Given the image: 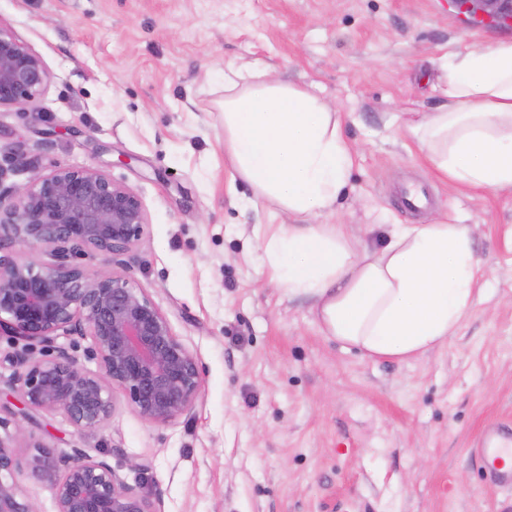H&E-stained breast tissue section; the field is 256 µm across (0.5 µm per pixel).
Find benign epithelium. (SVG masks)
<instances>
[{"instance_id":"7a95c632","label":"benign epithelium","mask_w":512,"mask_h":512,"mask_svg":"<svg viewBox=\"0 0 512 512\" xmlns=\"http://www.w3.org/2000/svg\"><path fill=\"white\" fill-rule=\"evenodd\" d=\"M475 17H512V0H457ZM50 80L43 59L0 29V107L40 94ZM146 214L128 186L93 167L57 169L33 181L0 188V325L26 339L51 343L59 334L91 341L99 371L80 366L67 351L50 359L8 356L13 384L25 404L61 411L78 430H96L112 416L114 388L145 420L166 425L199 399L194 354L140 288L112 274L91 275L80 259L108 262L139 240ZM48 252L49 260L40 255ZM27 469L52 490L56 512H158L156 503L113 468L79 448L61 456L38 445L18 457L14 436H0V512H38L15 473Z\"/></svg>"}]
</instances>
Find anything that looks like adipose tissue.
Wrapping results in <instances>:
<instances>
[{
	"mask_svg": "<svg viewBox=\"0 0 512 512\" xmlns=\"http://www.w3.org/2000/svg\"><path fill=\"white\" fill-rule=\"evenodd\" d=\"M447 104L410 113L408 133L455 186L512 188V40L447 57ZM224 151L258 200L295 215L260 230L262 263L289 296L313 301L323 335L359 357L405 361L441 347L471 310L480 261L473 228L391 224L371 245L321 223L344 192L353 151L324 97L261 64L224 78Z\"/></svg>",
	"mask_w": 512,
	"mask_h": 512,
	"instance_id": "1",
	"label": "adipose tissue"
}]
</instances>
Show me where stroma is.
Here are the masks:
<instances>
[{"instance_id":"obj_1","label":"stroma","mask_w":512,"mask_h":512,"mask_svg":"<svg viewBox=\"0 0 512 512\" xmlns=\"http://www.w3.org/2000/svg\"><path fill=\"white\" fill-rule=\"evenodd\" d=\"M0 28L51 75L0 109V159L29 161L7 185L93 167L136 192L140 239L83 264L143 289L202 379L167 425L117 388L108 423L79 432L22 403L1 332L0 417L22 427L18 456L83 449L160 512H512L475 451L486 425L512 427V189L449 186L402 128L444 105L443 57L512 27L467 22L452 0H0ZM254 62L344 114L353 167L326 223L370 243L388 224L474 225L483 290L442 347L358 357L269 279L256 229L293 218L232 177L218 107L225 74ZM409 182L430 200L414 214L397 199Z\"/></svg>"}]
</instances>
